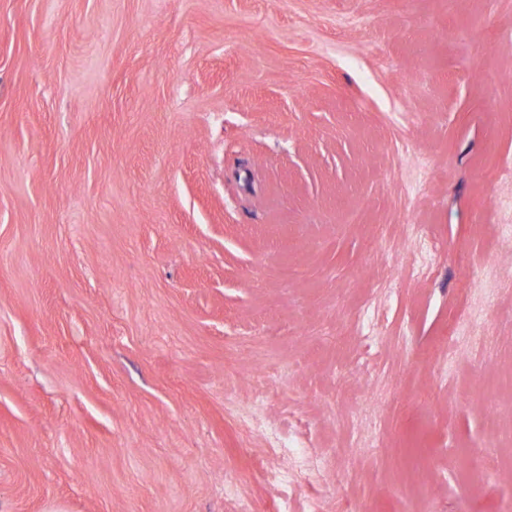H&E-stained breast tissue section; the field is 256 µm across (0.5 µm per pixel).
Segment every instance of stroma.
Instances as JSON below:
<instances>
[{
	"label": "stroma",
	"mask_w": 512,
	"mask_h": 512,
	"mask_svg": "<svg viewBox=\"0 0 512 512\" xmlns=\"http://www.w3.org/2000/svg\"><path fill=\"white\" fill-rule=\"evenodd\" d=\"M511 226L512 0H0V512H512Z\"/></svg>",
	"instance_id": "obj_1"
}]
</instances>
